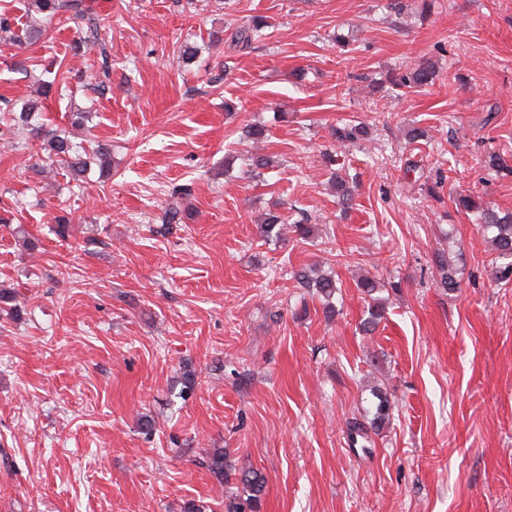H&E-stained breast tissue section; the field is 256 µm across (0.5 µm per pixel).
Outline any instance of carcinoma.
Wrapping results in <instances>:
<instances>
[{
	"instance_id": "1",
	"label": "carcinoma",
	"mask_w": 512,
	"mask_h": 512,
	"mask_svg": "<svg viewBox=\"0 0 512 512\" xmlns=\"http://www.w3.org/2000/svg\"><path fill=\"white\" fill-rule=\"evenodd\" d=\"M32 10L43 15L42 24L38 26L28 25L20 32L14 30L13 19L5 13L0 12V40L2 41H26L35 44L42 39L46 33V24L55 18H65L72 22L80 32L76 48L81 49L88 45H95L100 40V29L97 23V14L94 12L92 0H29ZM230 29L228 47L234 51H241L252 47V44L265 36V30L271 28L267 18L254 16L245 22L239 23L235 20L227 22ZM41 74L53 75L52 80H40L43 88V95H48L52 86L62 88L69 79L70 70L67 69L62 59L53 60L48 66L42 68ZM437 78L435 63L431 60H423L397 74L390 79L393 86L401 88L424 87L434 84ZM43 110L42 102L39 100H27L23 103L21 110L0 117V122L7 125H29L31 121L40 115ZM365 126L358 123H347L341 127L332 129L334 143L342 146L353 144L366 136ZM35 135L43 137L41 149L51 162H58L64 165L72 179L75 181L85 177L91 160L99 162L101 169L109 166L110 148L106 144H100L91 151H79L68 136L63 132L49 131L43 135L40 129H35ZM332 186L335 190L338 202L347 207L353 199L352 189L347 180L331 174ZM191 194V185H175L168 191V200L160 217L161 225L157 232L162 234L172 224H185L191 219L190 210L183 207L184 199ZM458 205L467 211L473 212L476 216L478 226L490 236V243L496 254V260L500 261L495 270V277L507 281L512 278V212L500 213V211L489 208L469 196L457 198ZM259 235L267 240L280 241L286 239L288 233H295L307 238L312 233L309 224H290L288 217L284 214L270 210L263 214L258 222ZM436 264L440 272V284L450 290L457 287V281L452 270L448 266L445 256L441 253L436 256ZM301 287L308 289L322 301L323 311L326 316L336 314V305L333 298L338 290L336 279L333 275L323 272L320 267L313 264L297 274ZM385 308L377 301L368 304L367 317L363 320V330L372 332L384 318ZM377 402L374 405V414L371 420L353 419L348 422L347 428L352 443H358V439H368L369 433L378 431L389 419V404L382 396H376ZM208 470L220 481L226 479L232 473V467L227 464L224 457V449L214 448L209 453L206 461ZM240 481L243 485L247 498H231L226 503L227 512H257L261 502V496L265 487L264 476L257 471H245L240 474Z\"/></svg>"
}]
</instances>
